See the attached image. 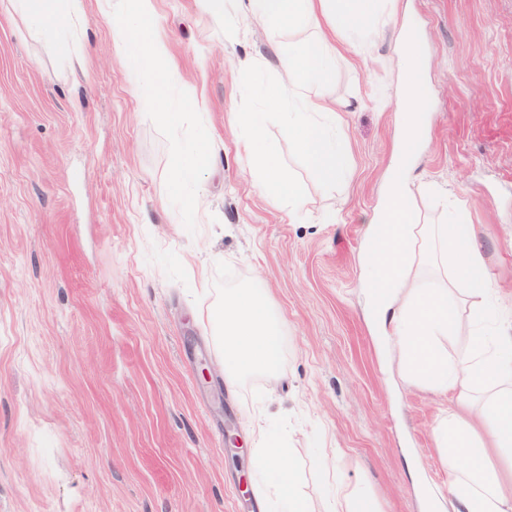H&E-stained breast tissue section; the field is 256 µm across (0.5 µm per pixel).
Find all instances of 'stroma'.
<instances>
[{"label":"stroma","instance_id":"stroma-1","mask_svg":"<svg viewBox=\"0 0 512 512\" xmlns=\"http://www.w3.org/2000/svg\"><path fill=\"white\" fill-rule=\"evenodd\" d=\"M82 0L61 48L0 0V512H259L249 489L250 415L293 448L301 490L322 512L317 443L341 449L340 480L379 512H449L434 438L454 394L392 382L367 320L361 257L405 119L381 108L397 85L395 36L421 35L424 136L410 156L424 224L465 202L493 286L512 305V0H379L370 41L341 48L325 96L352 157L325 187L277 118L269 143L298 186L296 220L258 187L231 112L251 103L240 60L279 80L271 32L198 0H154L177 128L131 91L108 20ZM193 143L201 206L177 198ZM335 206L336 219L322 212ZM264 289L285 331L276 380L230 387L208 323L219 289Z\"/></svg>","mask_w":512,"mask_h":512}]
</instances>
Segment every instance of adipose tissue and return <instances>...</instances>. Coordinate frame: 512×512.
Segmentation results:
<instances>
[{
	"label": "adipose tissue",
	"mask_w": 512,
	"mask_h": 512,
	"mask_svg": "<svg viewBox=\"0 0 512 512\" xmlns=\"http://www.w3.org/2000/svg\"><path fill=\"white\" fill-rule=\"evenodd\" d=\"M52 0H16L37 28L60 40L72 37L82 12L72 5L68 14L53 11ZM375 0H243L252 20L277 29L282 22L303 24L320 14L332 18V34H319L303 47L281 45L276 85L255 83L259 106L235 112L233 127L246 152L262 173L267 197L299 211L303 202L264 130L269 107L297 150L327 186L348 175L349 151L336 133V105L314 95L327 86L336 64V35L358 45L369 33ZM153 0H121L112 16L115 45L133 68L135 81L153 87V115L177 126L166 93L161 67L166 42L150 35ZM418 37L404 26L398 39L399 84L396 111L405 113L409 144L421 136L417 117L424 100L416 80ZM410 188L402 172H394L385 205L370 228L362 263L367 272L370 323L382 348L403 378L434 392L455 391L462 413L441 419L433 435L445 452L451 474L449 494L455 512H512V320L504 318L494 300V288L484 256L463 213L444 224L419 223L409 205ZM449 266L442 287L413 276V269ZM469 306V336L465 346L449 355L446 343L459 328V306ZM224 357V380L235 385L243 377L275 376L283 353L282 325L264 293L256 288L225 291L209 311ZM288 451L281 442L258 436L252 450L250 478L260 512H311L298 489V472L283 466Z\"/></svg>",
	"instance_id": "adipose-tissue-1"
}]
</instances>
